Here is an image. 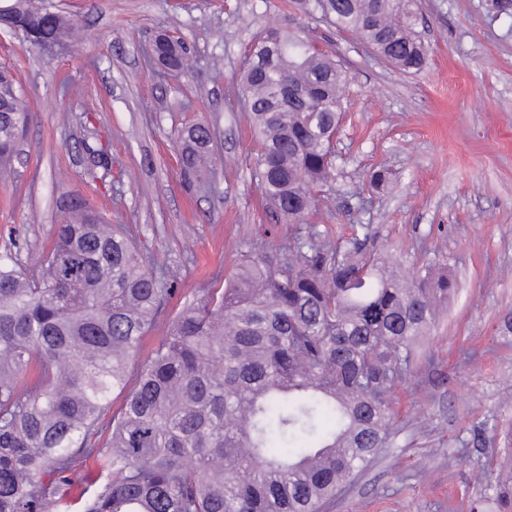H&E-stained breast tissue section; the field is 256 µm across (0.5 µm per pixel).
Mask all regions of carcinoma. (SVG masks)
I'll use <instances>...</instances> for the list:
<instances>
[{
	"label": "carcinoma",
	"instance_id": "cac0c4a2",
	"mask_svg": "<svg viewBox=\"0 0 512 512\" xmlns=\"http://www.w3.org/2000/svg\"><path fill=\"white\" fill-rule=\"evenodd\" d=\"M40 36L73 24L13 0ZM407 73L426 47L416 0H302ZM163 72L189 69L183 43L159 35ZM240 81L259 143L254 176L273 209L302 223L334 176L347 72L313 41L279 28L246 49ZM28 120L0 70V162ZM213 136L178 132L185 175L211 174ZM120 224L85 204L55 226L41 270L0 255V512H324L388 446L396 389L436 308L456 294L448 271L411 277L368 239L336 245L315 227L281 252L244 256L171 322L127 389V368L171 290ZM112 442L93 441L111 394ZM93 460L78 481L73 471ZM492 502L512 512V459Z\"/></svg>",
	"mask_w": 512,
	"mask_h": 512
}]
</instances>
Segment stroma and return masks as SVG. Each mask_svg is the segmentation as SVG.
<instances>
[{
	"mask_svg": "<svg viewBox=\"0 0 512 512\" xmlns=\"http://www.w3.org/2000/svg\"><path fill=\"white\" fill-rule=\"evenodd\" d=\"M70 19L52 47L0 28V66L29 118L0 166V251L36 271L70 201L124 225L174 290L144 350L243 255L277 251L293 227L254 181L250 117L240 103L244 51L263 27L314 40L348 72L335 178L305 216L328 240L371 234L406 274L447 265L456 295L437 310L397 392L389 446L331 512H471L492 496L512 449V10L492 0H416L425 68L406 74L299 0H46ZM184 42L190 68L160 78L145 55L154 34ZM224 63L223 76L211 70ZM77 87L69 96L64 86ZM95 122L86 125L85 113ZM214 135L215 178L181 176L176 135ZM109 162L93 165L89 148ZM385 170L375 188L369 175Z\"/></svg>",
	"mask_w": 512,
	"mask_h": 512,
	"instance_id": "35a3bbf8",
	"label": "stroma"
}]
</instances>
